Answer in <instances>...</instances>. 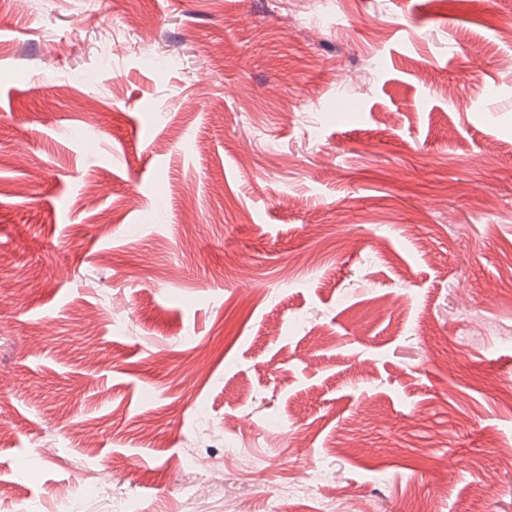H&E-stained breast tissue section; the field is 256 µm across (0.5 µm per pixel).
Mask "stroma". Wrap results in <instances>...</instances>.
Masks as SVG:
<instances>
[{
	"instance_id": "stroma-1",
	"label": "stroma",
	"mask_w": 512,
	"mask_h": 512,
	"mask_svg": "<svg viewBox=\"0 0 512 512\" xmlns=\"http://www.w3.org/2000/svg\"><path fill=\"white\" fill-rule=\"evenodd\" d=\"M139 27L166 61L106 39ZM510 27L512 0H0L12 512H299L312 461L357 512H512ZM193 454L223 491L190 496Z\"/></svg>"
}]
</instances>
